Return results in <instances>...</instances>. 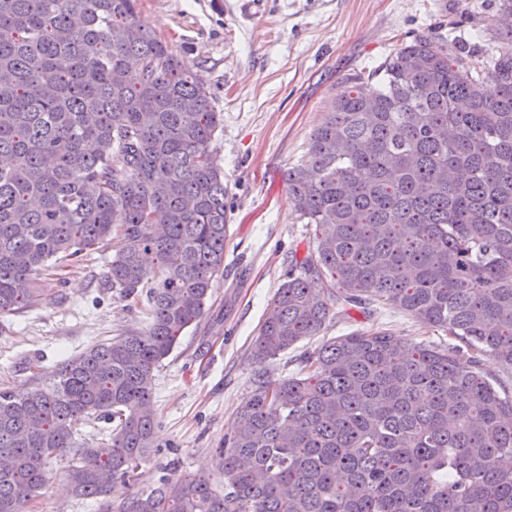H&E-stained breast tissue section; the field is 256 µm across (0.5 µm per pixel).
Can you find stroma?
I'll return each mask as SVG.
<instances>
[{
  "label": "stroma",
  "instance_id": "35a3bbf8",
  "mask_svg": "<svg viewBox=\"0 0 512 512\" xmlns=\"http://www.w3.org/2000/svg\"><path fill=\"white\" fill-rule=\"evenodd\" d=\"M500 0H139L141 21L209 87L224 122L210 148L224 169L227 222L224 275L199 325L186 328L157 369L153 395L160 451L121 497L145 491L161 466L210 476L223 488L218 444L258 374L250 348L293 256H305L313 225L288 199L283 173L306 158L313 130L344 81L374 69L419 37L475 48V62L498 52L492 29ZM111 251L67 270V283L30 311L0 316V389L45 385L59 363L126 330L144 327L141 305L104 283ZM381 328L410 343L444 344L443 332L384 306L331 322L320 337L271 363L290 375L299 353L323 339ZM29 512H101L68 491L56 471Z\"/></svg>",
  "mask_w": 512,
  "mask_h": 512
}]
</instances>
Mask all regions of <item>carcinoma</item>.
Instances as JSON below:
<instances>
[{
  "label": "carcinoma",
  "mask_w": 512,
  "mask_h": 512,
  "mask_svg": "<svg viewBox=\"0 0 512 512\" xmlns=\"http://www.w3.org/2000/svg\"><path fill=\"white\" fill-rule=\"evenodd\" d=\"M138 0H0V315L34 308L65 269L112 249L106 284L147 323L67 358L47 389L0 391V512H24L68 458L75 496L133 484L151 453L154 371L224 275L221 125L203 81L139 19ZM480 70L404 43L346 81L288 168L315 225L259 328L272 363L363 303L463 346L375 329L263 372L217 449L224 492L165 468L107 512H512V27ZM153 255L148 265L145 256ZM107 424L98 442L78 425ZM481 371L492 384L497 387H499L500 384L504 386L510 394L512 393V372L503 371L496 361L486 357L482 358Z\"/></svg>",
  "instance_id": "obj_1"
}]
</instances>
